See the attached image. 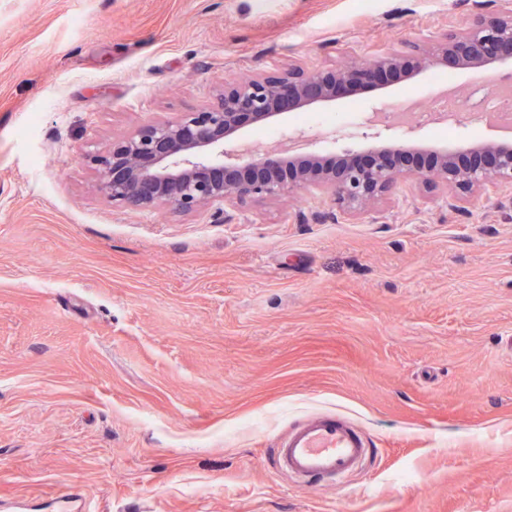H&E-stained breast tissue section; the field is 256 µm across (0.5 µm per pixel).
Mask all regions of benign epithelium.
Segmentation results:
<instances>
[{
  "label": "benign epithelium",
  "instance_id": "obj_1",
  "mask_svg": "<svg viewBox=\"0 0 512 512\" xmlns=\"http://www.w3.org/2000/svg\"><path fill=\"white\" fill-rule=\"evenodd\" d=\"M479 9L464 29L423 41L404 51H384L371 59L341 64H290L224 79L212 99L194 112L139 127L101 153L84 154L95 169L97 188L132 210L164 206L191 212L226 207L255 198H273L315 189L344 215L362 211L399 188L403 178L442 187L456 202L501 186L512 187V144L495 138L461 151L424 152L421 145H381L363 157L344 152L330 165L316 151H300L299 136L285 149L252 152L224 160V145L248 125L266 123L356 94L384 89L390 78H414L438 66L500 69L512 65V3Z\"/></svg>",
  "mask_w": 512,
  "mask_h": 512
}]
</instances>
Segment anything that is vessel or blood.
<instances>
[{
    "instance_id": "b4317fda",
    "label": "vessel or blood",
    "mask_w": 512,
    "mask_h": 512,
    "mask_svg": "<svg viewBox=\"0 0 512 512\" xmlns=\"http://www.w3.org/2000/svg\"><path fill=\"white\" fill-rule=\"evenodd\" d=\"M371 452L365 434L346 416L315 413L280 438L276 468L295 480L343 484Z\"/></svg>"
}]
</instances>
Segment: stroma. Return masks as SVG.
I'll use <instances>...</instances> for the list:
<instances>
[{"instance_id":"1","label":"stroma","mask_w":512,"mask_h":512,"mask_svg":"<svg viewBox=\"0 0 512 512\" xmlns=\"http://www.w3.org/2000/svg\"><path fill=\"white\" fill-rule=\"evenodd\" d=\"M474 0H0V512H512V190L411 180L133 211L80 159L225 77L470 24ZM430 77L327 105L369 114ZM315 412L373 457L304 488L273 449Z\"/></svg>"}]
</instances>
